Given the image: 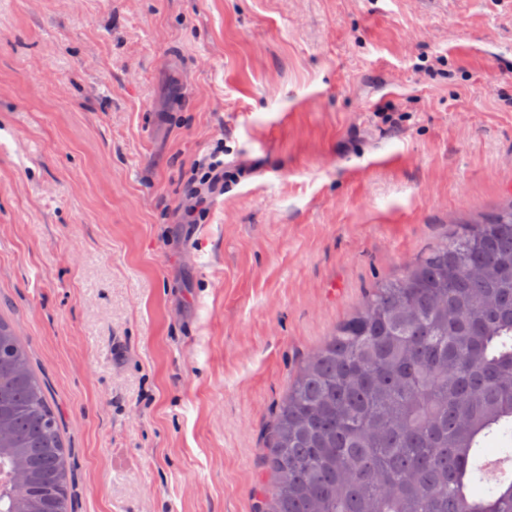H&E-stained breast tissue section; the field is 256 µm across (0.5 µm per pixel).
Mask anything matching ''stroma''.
<instances>
[{"mask_svg": "<svg viewBox=\"0 0 512 512\" xmlns=\"http://www.w3.org/2000/svg\"><path fill=\"white\" fill-rule=\"evenodd\" d=\"M219 142L254 173L176 223ZM511 200L496 0H0V312L73 512H254L306 356ZM494 461L480 495L512 481V425Z\"/></svg>", "mask_w": 512, "mask_h": 512, "instance_id": "obj_1", "label": "stroma"}]
</instances>
